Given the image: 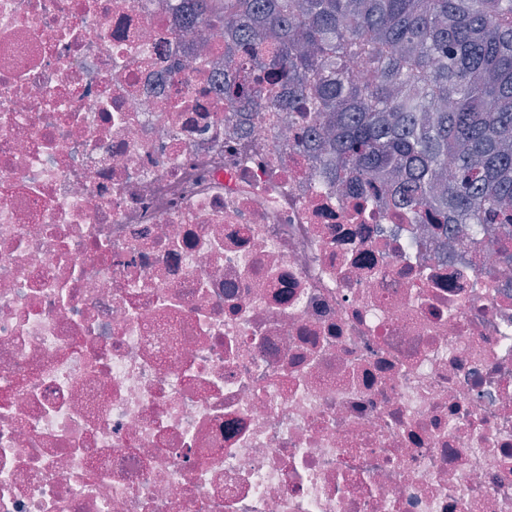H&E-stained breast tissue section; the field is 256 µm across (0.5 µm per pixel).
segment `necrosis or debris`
Masks as SVG:
<instances>
[{
    "instance_id": "obj_1",
    "label": "necrosis or debris",
    "mask_w": 512,
    "mask_h": 512,
    "mask_svg": "<svg viewBox=\"0 0 512 512\" xmlns=\"http://www.w3.org/2000/svg\"><path fill=\"white\" fill-rule=\"evenodd\" d=\"M176 0H0V512H512V254L338 189Z\"/></svg>"
}]
</instances>
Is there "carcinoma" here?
Segmentation results:
<instances>
[{
  "mask_svg": "<svg viewBox=\"0 0 512 512\" xmlns=\"http://www.w3.org/2000/svg\"><path fill=\"white\" fill-rule=\"evenodd\" d=\"M192 0L188 24L255 58L224 96L259 112H308L340 181L463 238L512 225V0Z\"/></svg>",
  "mask_w": 512,
  "mask_h": 512,
  "instance_id": "cac0c4a2",
  "label": "carcinoma"
}]
</instances>
